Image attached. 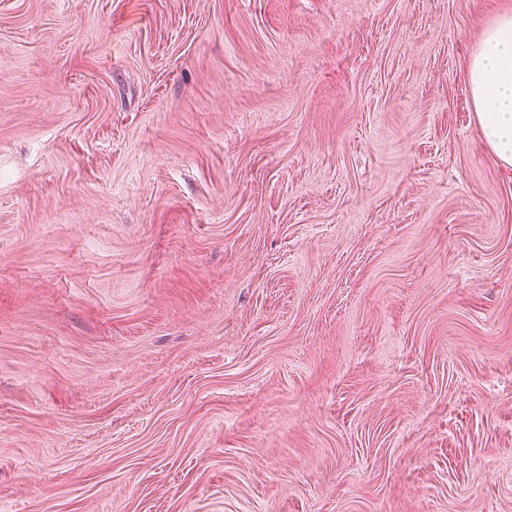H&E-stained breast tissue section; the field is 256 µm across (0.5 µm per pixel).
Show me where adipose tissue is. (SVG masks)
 <instances>
[{"instance_id": "obj_1", "label": "adipose tissue", "mask_w": 512, "mask_h": 512, "mask_svg": "<svg viewBox=\"0 0 512 512\" xmlns=\"http://www.w3.org/2000/svg\"><path fill=\"white\" fill-rule=\"evenodd\" d=\"M467 80L487 145L504 168L512 169V12L485 28Z\"/></svg>"}]
</instances>
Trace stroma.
<instances>
[{
	"label": "stroma",
	"instance_id": "35a3bbf8",
	"mask_svg": "<svg viewBox=\"0 0 512 512\" xmlns=\"http://www.w3.org/2000/svg\"><path fill=\"white\" fill-rule=\"evenodd\" d=\"M512 0H0V512H512ZM467 80L485 142L499 163L512 169V12L485 28Z\"/></svg>",
	"mask_w": 512,
	"mask_h": 512
}]
</instances>
